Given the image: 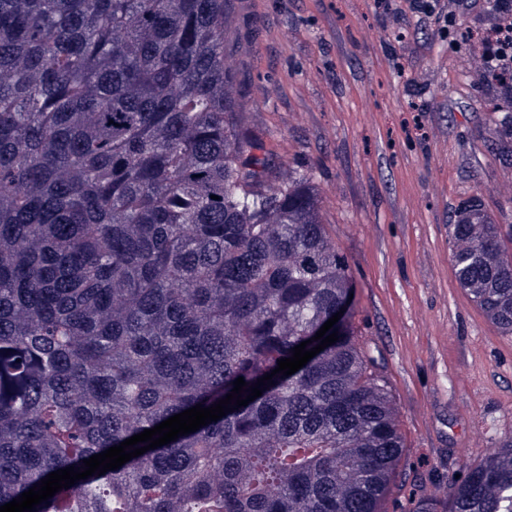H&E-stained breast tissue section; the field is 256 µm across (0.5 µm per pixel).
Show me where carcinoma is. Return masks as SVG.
Masks as SVG:
<instances>
[{
  "label": "carcinoma",
  "mask_w": 512,
  "mask_h": 512,
  "mask_svg": "<svg viewBox=\"0 0 512 512\" xmlns=\"http://www.w3.org/2000/svg\"><path fill=\"white\" fill-rule=\"evenodd\" d=\"M227 0H0V506L226 397L337 312L338 340L248 405L36 512H512V441L441 502L356 341L313 177L272 188L224 64ZM218 199H212V196ZM461 288L512 333V253L472 201Z\"/></svg>",
  "instance_id": "obj_1"
}]
</instances>
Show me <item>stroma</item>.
I'll list each match as a JSON object with an SVG mask.
<instances>
[{
    "mask_svg": "<svg viewBox=\"0 0 512 512\" xmlns=\"http://www.w3.org/2000/svg\"><path fill=\"white\" fill-rule=\"evenodd\" d=\"M486 0L442 30L410 0H229L225 64L269 183L311 172L355 283L358 345L387 381L404 490L444 497L512 437V335L459 288L450 226L480 198L512 230V94L487 80Z\"/></svg>",
    "mask_w": 512,
    "mask_h": 512,
    "instance_id": "35a3bbf8",
    "label": "stroma"
}]
</instances>
